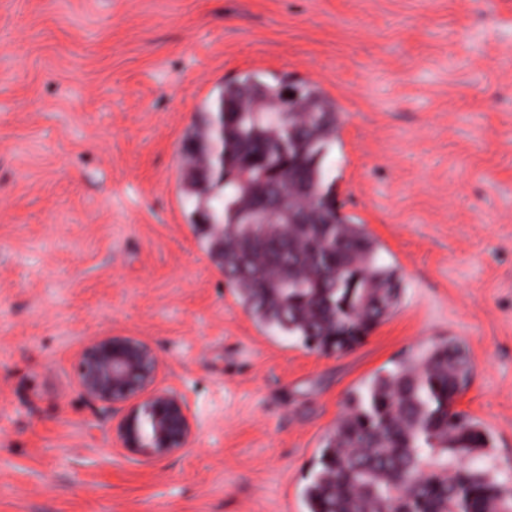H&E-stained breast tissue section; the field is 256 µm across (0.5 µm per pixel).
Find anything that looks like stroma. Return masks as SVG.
Masks as SVG:
<instances>
[{"mask_svg": "<svg viewBox=\"0 0 512 512\" xmlns=\"http://www.w3.org/2000/svg\"><path fill=\"white\" fill-rule=\"evenodd\" d=\"M248 73L336 100V207L399 268L348 351L258 329L182 194L189 130ZM106 333L187 397L184 452L124 450L80 393ZM449 338L512 485V0H0V512H307L348 394Z\"/></svg>", "mask_w": 512, "mask_h": 512, "instance_id": "stroma-1", "label": "stroma"}]
</instances>
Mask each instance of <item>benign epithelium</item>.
Listing matches in <instances>:
<instances>
[{
	"label": "benign epithelium",
	"mask_w": 512,
	"mask_h": 512,
	"mask_svg": "<svg viewBox=\"0 0 512 512\" xmlns=\"http://www.w3.org/2000/svg\"><path fill=\"white\" fill-rule=\"evenodd\" d=\"M161 370L153 346L136 336L104 334L85 344L75 359L83 396L110 410L131 404L117 427L123 449L152 459L182 452L196 429L184 395L159 388Z\"/></svg>",
	"instance_id": "7a95c632"
}]
</instances>
